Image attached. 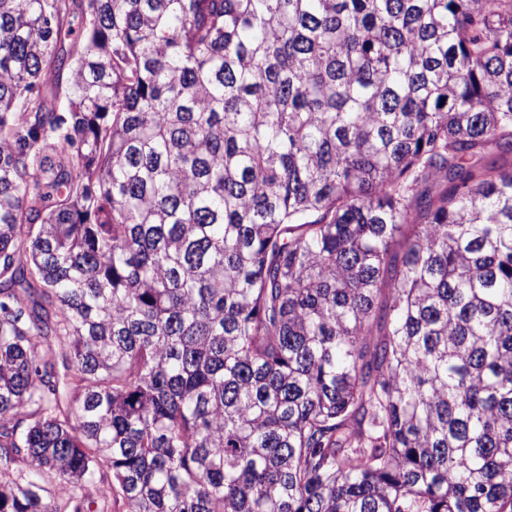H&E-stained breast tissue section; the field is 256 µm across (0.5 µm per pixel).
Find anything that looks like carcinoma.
<instances>
[{
  "label": "carcinoma",
  "instance_id": "obj_1",
  "mask_svg": "<svg viewBox=\"0 0 512 512\" xmlns=\"http://www.w3.org/2000/svg\"><path fill=\"white\" fill-rule=\"evenodd\" d=\"M92 488L512 512V0H0V512Z\"/></svg>",
  "mask_w": 512,
  "mask_h": 512
}]
</instances>
